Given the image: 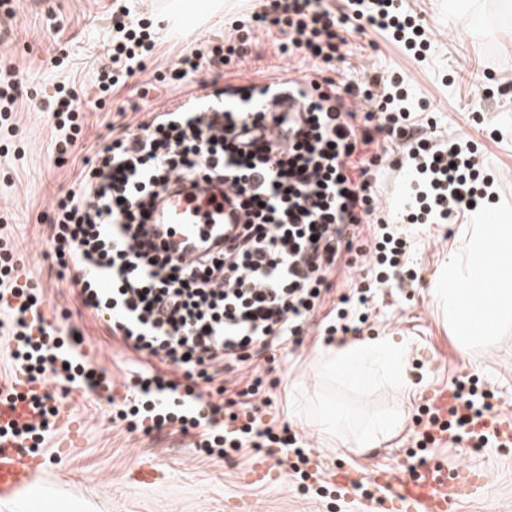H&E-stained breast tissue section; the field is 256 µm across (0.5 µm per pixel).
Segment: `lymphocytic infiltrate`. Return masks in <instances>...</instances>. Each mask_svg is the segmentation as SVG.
<instances>
[{"label": "lymphocytic infiltrate", "instance_id": "1", "mask_svg": "<svg viewBox=\"0 0 512 512\" xmlns=\"http://www.w3.org/2000/svg\"><path fill=\"white\" fill-rule=\"evenodd\" d=\"M135 0H113L112 42L97 71L96 108L128 78L145 72L156 46L149 19ZM217 48L182 53L172 76L182 80L208 65L238 66L256 31L277 29L282 53L314 60L316 73L259 86L225 85L189 98L151 120L124 126L110 143L83 157L70 189L52 203L48 255L60 267L76 263L77 298L106 319L113 335L137 355L139 369L116 413L127 431L179 426L196 433L206 456L225 458L247 448H285L299 465L309 456L300 436L263 423L270 406L259 359L301 345L315 315L325 335L358 332L373 290L416 280L410 263L413 227L471 224L497 185L483 161L485 145L424 134L430 100L414 97L402 73L372 71L363 81L333 79L346 34L371 28L426 60L430 28L403 0H256L252 13L230 24ZM51 112L59 155L83 136L77 89L58 86ZM297 109L268 115L278 95ZM399 147L408 176L400 206L379 189L386 143ZM202 178L233 187L242 224L223 250L178 264L147 238L146 219L170 179ZM374 227L362 239L360 228ZM364 271L363 286L339 295L321 314L339 267ZM42 294L21 278L11 245L0 241V310L10 321L11 357L29 381L67 383L107 392L112 378L81 349L83 334L62 331L40 311ZM216 384L206 398L200 383ZM448 421L427 414L418 448H432L435 426L452 443H495L469 426L493 409L476 385L458 384Z\"/></svg>", "mask_w": 512, "mask_h": 512}]
</instances>
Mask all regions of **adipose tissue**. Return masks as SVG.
<instances>
[{"label":"adipose tissue","mask_w":512,"mask_h":512,"mask_svg":"<svg viewBox=\"0 0 512 512\" xmlns=\"http://www.w3.org/2000/svg\"><path fill=\"white\" fill-rule=\"evenodd\" d=\"M471 230L468 250L449 251L434 293L466 357L476 345L498 341L503 325L512 319V225L475 224ZM488 282L494 288L487 297L483 286ZM375 362L386 363L398 374L404 371L402 349L386 339L333 346L320 356L327 375L360 382L369 380L368 368Z\"/></svg>","instance_id":"ef3b65f1"}]
</instances>
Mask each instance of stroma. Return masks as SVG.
Wrapping results in <instances>:
<instances>
[{"mask_svg": "<svg viewBox=\"0 0 512 512\" xmlns=\"http://www.w3.org/2000/svg\"><path fill=\"white\" fill-rule=\"evenodd\" d=\"M112 0H6L0 4V72L10 67L27 74L23 105L15 114L16 133H0V234L12 239L24 274L41 288L46 319L82 331L83 351L112 374V392L123 397L138 367L135 354L113 338L100 320L57 277L46 259L44 214L56 195L70 188L77 165L59 163L45 113L63 79L75 80L85 101L95 100L94 75L112 40ZM461 11L448 10V0H406L433 29L428 66L416 64L399 47L374 31L348 35L337 80L360 82L364 72L389 68L405 71L413 92L430 99L436 137H469L486 141L470 123L476 107L501 131L502 140L487 143L486 164L498 184L497 220L512 224V89L486 97L485 72L512 81V0H462ZM249 0H224L222 18L201 26L182 27L161 35L145 73L114 91L108 110L89 109L83 142L72 149L86 155L107 125H137L150 113L170 109L195 94L213 93L226 84L265 85L284 75L310 74L301 57L282 55L278 32L257 31L251 51L234 73L216 77L203 69L194 77L170 76L177 56L223 41L224 22L248 11ZM165 75V82L154 79ZM462 242L458 224L430 226L415 238L413 260L421 268L415 287L375 290L367 304L369 320L360 339L385 338L406 354L405 374H379L367 386L340 377H327L319 353L325 347L316 333L304 336L294 352L275 360L266 380L273 386L270 417L310 444L309 470L327 488L323 496L305 491L295 476L250 484L243 474L268 456L291 464L283 450L274 454L252 449L230 459H211L199 452L194 438L165 429L151 434L127 432L113 423L105 394L89 395L66 385H53L59 403L80 424L83 439L66 447L67 428L57 427L38 454L46 464L43 480L0 512H220L224 502L249 507L250 512H364L363 497L336 480L337 473H409L408 455L420 410L429 394L454 389L457 383L479 379L491 395L495 412L512 415V338L462 357L433 303L432 289L449 246ZM402 417L403 423L377 447H356L359 426L372 417ZM153 459L167 473L164 484L145 487L130 480L141 460ZM428 463L448 469L466 467L489 473L485 492L454 502L451 512H512V445L471 451L451 444L432 448Z\"/></svg>", "mask_w": 512, "mask_h": 512, "instance_id": "1", "label": "stroma"}]
</instances>
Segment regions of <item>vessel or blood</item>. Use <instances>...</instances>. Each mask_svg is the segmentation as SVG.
I'll list each match as a JSON object with an SVG mask.
<instances>
[{
	"mask_svg": "<svg viewBox=\"0 0 512 512\" xmlns=\"http://www.w3.org/2000/svg\"><path fill=\"white\" fill-rule=\"evenodd\" d=\"M225 189L206 182H178L158 200L153 220L157 242L175 260H190L199 253L197 236L207 226L233 224L236 213L224 199ZM44 394L45 386L27 378L0 377V426L33 424L38 416L29 402L11 398V391ZM43 466L11 438L0 439V503L22 496L34 485ZM388 490V512H448L450 503L480 493L485 487L482 471L458 469L445 475L441 466H429L409 478L379 475Z\"/></svg>",
	"mask_w": 512,
	"mask_h": 512,
	"instance_id": "1",
	"label": "vessel or blood"
}]
</instances>
